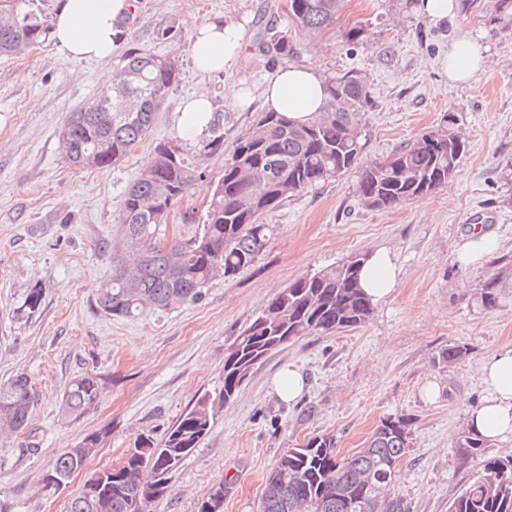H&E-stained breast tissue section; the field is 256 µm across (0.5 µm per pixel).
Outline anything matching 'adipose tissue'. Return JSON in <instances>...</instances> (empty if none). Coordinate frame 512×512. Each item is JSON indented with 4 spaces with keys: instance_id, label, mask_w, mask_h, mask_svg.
Here are the masks:
<instances>
[{
    "instance_id": "ef3b65f1",
    "label": "adipose tissue",
    "mask_w": 512,
    "mask_h": 512,
    "mask_svg": "<svg viewBox=\"0 0 512 512\" xmlns=\"http://www.w3.org/2000/svg\"><path fill=\"white\" fill-rule=\"evenodd\" d=\"M133 9V0H60L53 14L51 35L72 62L105 61L124 39L121 21ZM245 24L214 17L196 29L189 56L195 71L218 76L244 56ZM485 63L481 48L462 41L449 46L443 68L452 84L468 82ZM261 96L269 111L298 123L312 121L330 100L327 80L307 66L279 69L268 80ZM216 112L214 100L199 93L182 102L177 129L188 144H196L209 130ZM401 273L395 256L385 248L368 253L360 284L373 303H385L394 293ZM487 391L484 402L468 414V422L493 442L512 441V348L489 357L481 367Z\"/></svg>"
}]
</instances>
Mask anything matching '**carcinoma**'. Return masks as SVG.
<instances>
[{"label":"carcinoma","mask_w":512,"mask_h":512,"mask_svg":"<svg viewBox=\"0 0 512 512\" xmlns=\"http://www.w3.org/2000/svg\"><path fill=\"white\" fill-rule=\"evenodd\" d=\"M342 0H290L288 17L294 31L314 35L336 24ZM51 31L45 0H18L16 18L0 23V55L25 52L48 39ZM268 53L286 55L288 36L269 32L260 40ZM138 74L130 93L140 98L136 112H125L108 88L91 103L69 113L59 130L65 158L78 168L83 157L98 155L106 169L136 149L150 134L155 115L178 82L179 66H163L158 55L133 47L125 52L117 74ZM332 98L319 117L294 123L279 112H262L234 140L224 159V173L195 233L168 240L164 215L206 175L197 158L224 153L219 124L191 153L180 144L160 141L147 176H138L121 201L120 240L111 245L112 270L103 282L97 306L112 317L129 318L145 308L168 310L202 298L212 281L230 278L254 265L273 236L262 215L306 189L355 166L361 144L363 112L370 104L368 82L352 71L329 79ZM466 150L454 118L399 146L384 160L363 168L357 191L372 210L396 209L448 184ZM364 255L304 274L282 289L224 352V382L219 394L202 397L157 441L140 436L122 461L112 466L100 503L93 492L81 490L68 512H150L164 496L172 472L211 429L218 410L240 390L258 361L285 343L310 335H332L366 323L373 304L359 284ZM494 276L476 287V302L484 308L498 303ZM469 354L464 343L443 349L437 362L450 366ZM99 376L75 378L61 399L65 415L77 419L96 409ZM34 405L28 376L16 375L0 385V427L25 428ZM413 420L392 414L381 420L364 447L343 456L336 438L317 434L281 455L266 477L260 512H411L404 498L391 493L399 464L410 447ZM485 438L471 427L455 438L458 455L480 458V473L453 499L449 512H512V455L487 457ZM100 445L98 435L86 436L61 452L50 471L68 478L81 471ZM389 475L369 481L368 472ZM227 484L221 482L198 503L197 512H224Z\"/></svg>","instance_id":"carcinoma-1"}]
</instances>
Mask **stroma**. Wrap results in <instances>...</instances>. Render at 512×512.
Here are the masks:
<instances>
[{
	"instance_id": "1",
	"label": "stroma",
	"mask_w": 512,
	"mask_h": 512,
	"mask_svg": "<svg viewBox=\"0 0 512 512\" xmlns=\"http://www.w3.org/2000/svg\"><path fill=\"white\" fill-rule=\"evenodd\" d=\"M456 3L453 15L435 24L405 0H343L335 26L308 35L293 32L288 0H136L122 21L125 47L178 58L179 81L147 143L101 171L72 168L58 131L69 112L102 92L100 75L118 68L120 53L74 63L49 40L0 56V384L23 372L35 392L26 428L0 433V500L13 512H67L89 473L117 463L139 434L162 439L200 397L220 390L225 350L289 282L380 247L402 268L392 297L363 326L300 337L255 365L151 512H197L198 501L222 481L230 487L224 512H258L267 474L287 449L329 433L347 455L396 413L414 421L396 494L411 512H448L479 471L478 463L458 457L454 437L487 395L481 366L512 347V184L500 178L512 160V12L499 0ZM217 14L247 18V54L223 77H203L191 69L189 42ZM166 21L178 25V34L154 40ZM269 26L287 33L292 54L262 51L259 34ZM353 27L365 31L354 44L343 39ZM466 40L483 48L487 64L468 83L449 84L440 60L450 44ZM294 64L326 78L348 70L366 76L372 96L362 119L366 161L386 158L443 115L454 117L467 150L453 178L425 200L379 211L360 203L359 173L349 170L266 212L261 221L275 232L265 253L235 278L214 280L201 300L135 318L102 312L97 293L111 271L109 246L119 239L118 207L153 142L178 140L180 101L211 94L229 146L264 105L257 99L241 111L225 104V83L256 89ZM203 165L207 191H189L171 216L169 235L192 234L184 212H205L224 158L210 156ZM476 227L496 233L501 246L473 267L457 260L456 247ZM491 274L499 277V302L487 310L472 294ZM35 285L43 299L29 314L22 304ZM452 343L468 344V356L438 365L439 351ZM288 367L305 379L290 403L273 390ZM86 373L101 379L98 405L72 420L62 412V395ZM432 383L439 395L431 400L425 391ZM92 433L102 442L83 472L62 489H46L43 476L55 457Z\"/></svg>"
}]
</instances>
